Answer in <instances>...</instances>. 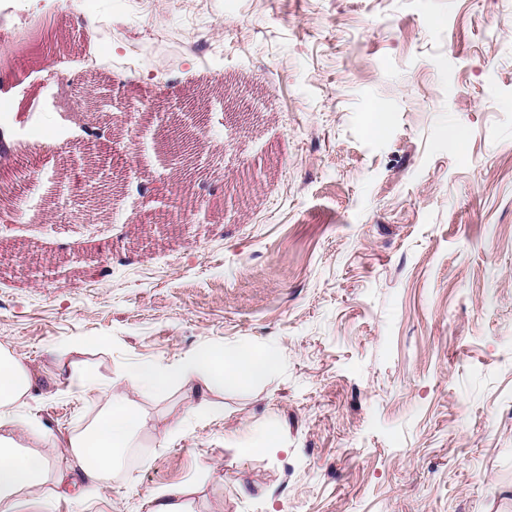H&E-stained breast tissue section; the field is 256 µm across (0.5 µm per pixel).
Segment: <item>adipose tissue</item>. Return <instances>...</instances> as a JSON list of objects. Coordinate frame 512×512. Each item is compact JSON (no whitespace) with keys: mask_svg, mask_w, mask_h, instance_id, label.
Masks as SVG:
<instances>
[{"mask_svg":"<svg viewBox=\"0 0 512 512\" xmlns=\"http://www.w3.org/2000/svg\"><path fill=\"white\" fill-rule=\"evenodd\" d=\"M276 361L265 350L241 347L226 353L203 347L173 364L135 365L122 380L103 387L91 373L73 371L71 382L80 399L90 401V416L61 436L33 413L39 391L34 371L24 357L0 344V512H46L47 503H35L34 492L49 482L62 486L74 475L86 497L94 498L142 432H158L161 441H168L176 424L158 426L138 407V399L163 393L175 382L195 393L188 410L202 415L213 411V395L260 380ZM59 447L68 450L62 468L52 459Z\"/></svg>","mask_w":512,"mask_h":512,"instance_id":"ef3b65f1","label":"adipose tissue"}]
</instances>
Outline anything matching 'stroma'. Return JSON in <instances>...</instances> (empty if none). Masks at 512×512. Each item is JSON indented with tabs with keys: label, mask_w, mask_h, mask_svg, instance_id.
<instances>
[{
	"label": "stroma",
	"mask_w": 512,
	"mask_h": 512,
	"mask_svg": "<svg viewBox=\"0 0 512 512\" xmlns=\"http://www.w3.org/2000/svg\"><path fill=\"white\" fill-rule=\"evenodd\" d=\"M9 2L0 343L35 414L84 416L63 362L105 383L201 347L279 357L218 416L143 399L172 439L143 434L95 500L40 488L54 512H151L159 488L188 512H512V0ZM146 44L163 66L126 63Z\"/></svg>",
	"instance_id": "35a3bbf8"
}]
</instances>
